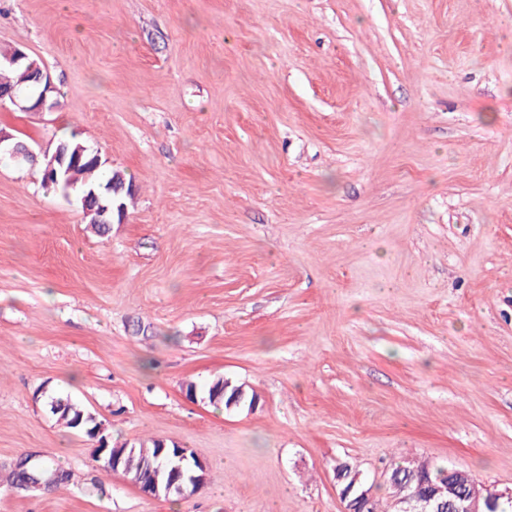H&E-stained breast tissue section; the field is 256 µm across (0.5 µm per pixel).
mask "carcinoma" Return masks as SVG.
Returning a JSON list of instances; mask_svg holds the SVG:
<instances>
[{"label":"carcinoma","mask_w":512,"mask_h":512,"mask_svg":"<svg viewBox=\"0 0 512 512\" xmlns=\"http://www.w3.org/2000/svg\"><path fill=\"white\" fill-rule=\"evenodd\" d=\"M40 68L42 63L31 58L19 68H0V88L7 90L17 88L26 90L29 86L28 70L32 67ZM94 151L84 153L82 161L72 168L71 181L75 188L86 194L91 190L101 194L106 187H112V193L108 198L112 200L113 209L122 212L127 209V201L134 198L132 184L123 180L122 175L115 171L109 176L102 175V164L93 160ZM187 394L193 396L201 394V399L213 405L221 404L225 409L250 408L256 404V394L248 392L243 386L218 377L211 381L202 391H197V386L190 382L186 385ZM50 412L56 421L64 427L85 435L90 440L108 445L106 434L101 432L103 422L98 417L85 409L69 396L56 395L51 397ZM173 449L175 444L163 439L152 438L140 442L136 446L126 443L121 445H109V452L122 458L127 463V468L120 473L132 482L148 479L156 474L159 464L167 460V456L158 455L161 448ZM453 471L451 467H443L432 464L427 460H416L397 464L388 473L389 485L392 490L390 503L382 507L377 498H372L370 512H397L398 503L405 498L414 496L425 497L434 492V487L448 482V473ZM336 473L341 477L339 481L340 494L346 497L345 503H350L359 494V490L369 488L366 478L361 470L349 463L342 462L336 465ZM56 476L55 484H61L68 480L69 473L62 469L58 463L50 458L37 462V470L34 477L26 479L17 469H12L9 480L11 484L20 489H29V484L37 483L51 476Z\"/></svg>","instance_id":"1"}]
</instances>
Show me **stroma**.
I'll return each instance as SVG.
<instances>
[{"label": "stroma", "mask_w": 512, "mask_h": 512, "mask_svg": "<svg viewBox=\"0 0 512 512\" xmlns=\"http://www.w3.org/2000/svg\"><path fill=\"white\" fill-rule=\"evenodd\" d=\"M9 47L58 104L0 130L135 197L101 237L0 160V512H343V461L512 491V0H0ZM220 376L256 408L187 396ZM46 390L206 484L145 497ZM37 468L33 475L34 477L31 479H26L16 468L12 469L9 480L11 484L15 485L17 488L28 490V491H37L29 487L30 483H37L38 480H45L48 477L53 475H57L55 480V485L64 483L69 478V473L62 469L58 463L54 459L46 458L41 459L37 462ZM55 477H51L46 479L44 482L38 483V487L41 489H50L53 487V481Z\"/></svg>", "instance_id": "stroma-1"}]
</instances>
